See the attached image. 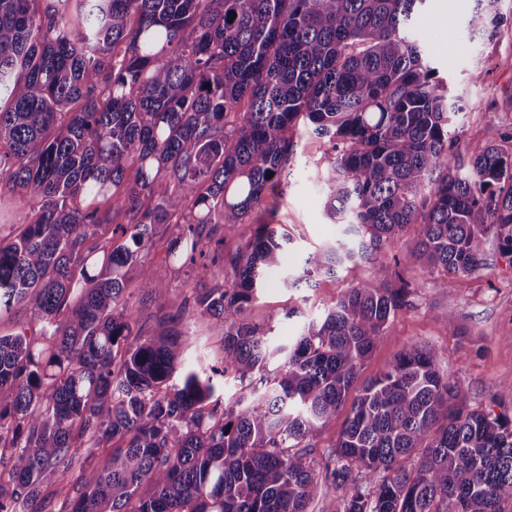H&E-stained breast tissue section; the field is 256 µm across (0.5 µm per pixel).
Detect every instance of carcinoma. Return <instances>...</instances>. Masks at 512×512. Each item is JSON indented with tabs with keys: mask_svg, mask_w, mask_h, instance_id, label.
I'll use <instances>...</instances> for the list:
<instances>
[{
	"mask_svg": "<svg viewBox=\"0 0 512 512\" xmlns=\"http://www.w3.org/2000/svg\"><path fill=\"white\" fill-rule=\"evenodd\" d=\"M424 2L81 0L74 23L68 0H0V224L20 228L0 244V317L29 302L37 325L0 336V512H44L48 490L60 512H308L319 490L334 512L512 502V414L470 408L435 349L412 343L358 385L412 304L409 271L469 277L489 236L512 259V123L460 159L448 99L406 34ZM501 2L476 0L473 33H496ZM301 120L330 144L319 179L343 229L283 285L413 244L275 347L245 314L287 249L265 218ZM119 190L127 223L106 238ZM247 222L223 282L128 342L141 336L129 270L149 308L164 269L224 267L218 232ZM157 224L163 268L148 261ZM189 312L223 331V367H188ZM228 370L263 389L220 406ZM352 392L318 474L311 437Z\"/></svg>",
	"mask_w": 512,
	"mask_h": 512,
	"instance_id": "1",
	"label": "carcinoma"
}]
</instances>
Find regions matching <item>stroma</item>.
I'll return each mask as SVG.
<instances>
[{"instance_id":"35a3bbf8","label":"stroma","mask_w":512,"mask_h":512,"mask_svg":"<svg viewBox=\"0 0 512 512\" xmlns=\"http://www.w3.org/2000/svg\"><path fill=\"white\" fill-rule=\"evenodd\" d=\"M474 8L475 0H425L407 31L436 69L449 102L459 107L456 127L464 146L498 143L502 125L512 122V0H504L506 16L493 37L469 29ZM329 149L325 139L300 128L288 162V184L273 203L272 227L277 235L288 237V249L282 269L267 274L247 317L271 327L276 345L295 341L305 323L320 318L346 288L369 279L374 264L389 261L403 248L398 242L371 261L348 265L336 275L320 274L295 288L283 286V270H297L308 252L341 234L340 225L326 213V197L317 178ZM485 254L487 267L470 278L451 281L439 270L413 271L417 282L413 305L391 321L387 336L361 371L362 380L375 377L408 344L421 343L438 351L440 374L465 386L471 406L512 414L511 401L500 405L492 401L501 383L512 379V261L492 241L487 242ZM212 284L208 274L163 273L157 282L160 308L140 312L144 334L156 332L157 310L174 312L193 289ZM186 324L195 340L190 360L220 364L224 356L220 330L200 317L189 318Z\"/></svg>"}]
</instances>
